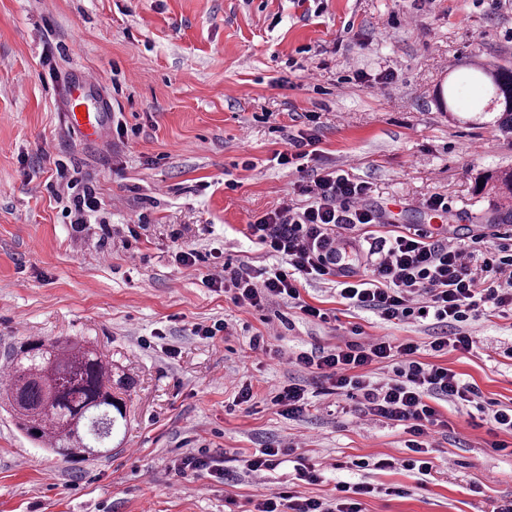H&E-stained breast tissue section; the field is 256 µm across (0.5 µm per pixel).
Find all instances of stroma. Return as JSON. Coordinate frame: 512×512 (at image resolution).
Instances as JSON below:
<instances>
[{
	"label": "stroma",
	"instance_id": "35a3bbf8",
	"mask_svg": "<svg viewBox=\"0 0 512 512\" xmlns=\"http://www.w3.org/2000/svg\"><path fill=\"white\" fill-rule=\"evenodd\" d=\"M76 65L131 135L110 127L89 141L66 122L61 89ZM474 66L512 68V0H0V372L26 338L85 337L131 382L123 443L91 461L61 462L0 410V512H252L295 474L288 460L243 471V456L273 442L297 443L323 468L305 497L365 481L376 491L363 512L512 507V455L492 447L512 448V433L486 422L512 406V311L473 324L471 354H439L430 344L452 328L346 309L331 281L301 290L335 312L328 324L283 303L241 307L202 282L214 262L260 257L248 224L299 202L314 170L272 158L309 112L318 166L369 182L376 235L429 223L425 202L440 194L460 217L434 236L488 246L512 236L499 220L512 204L480 186L512 168V135L466 123L473 87L451 112L437 97ZM58 159L104 202L79 229L57 198ZM183 248L200 262L179 264ZM217 321L224 333L195 335ZM270 326L266 350L252 351ZM359 332L414 341L422 361L480 395L475 406L440 402L430 475L357 468L405 457L406 434L294 363ZM292 383L313 402L298 418L272 402ZM189 454L223 461L232 480L178 470Z\"/></svg>",
	"mask_w": 512,
	"mask_h": 512
}]
</instances>
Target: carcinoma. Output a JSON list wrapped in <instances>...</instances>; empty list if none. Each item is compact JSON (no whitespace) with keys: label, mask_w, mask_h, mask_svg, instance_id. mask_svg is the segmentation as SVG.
Segmentation results:
<instances>
[{"label":"carcinoma","mask_w":512,"mask_h":512,"mask_svg":"<svg viewBox=\"0 0 512 512\" xmlns=\"http://www.w3.org/2000/svg\"><path fill=\"white\" fill-rule=\"evenodd\" d=\"M463 81L477 88L479 117L497 112V122L512 130V69L479 68ZM493 189L512 198V171L495 176ZM7 371L10 379L0 398L18 428L65 461L102 447L93 428L110 439L126 419L112 389L128 391L129 379L114 376L112 361L83 338L27 341L13 350Z\"/></svg>","instance_id":"cac0c4a2"}]
</instances>
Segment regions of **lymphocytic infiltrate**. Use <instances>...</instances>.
<instances>
[{
	"instance_id": "lymphocytic-infiltrate-1",
	"label": "lymphocytic infiltrate",
	"mask_w": 512,
	"mask_h": 512,
	"mask_svg": "<svg viewBox=\"0 0 512 512\" xmlns=\"http://www.w3.org/2000/svg\"><path fill=\"white\" fill-rule=\"evenodd\" d=\"M308 128L289 135V150L276 153L278 165L303 169L305 161L319 158L320 140L307 114ZM58 177L64 178L71 195L66 207L77 223L98 212L102 201L95 187L68 178L63 162H56ZM367 182L349 173L328 171L311 183L298 187L306 204L282 206L264 213L249 224L248 234L273 265L241 263L231 270L214 264L203 282L210 288L231 292L238 306L262 309L285 300L308 319L329 322L327 309L302 300L303 283L323 280L336 273V252L343 233L377 223L378 217L364 206ZM374 257L366 278L339 280L337 295L346 306L377 314L391 323H407L420 315L455 327L453 336L431 342L432 351L463 354L473 348L469 326L488 313L512 308V244L494 245L485 253L433 238L409 227L390 237L376 238L369 248ZM420 347L411 341L393 342L384 336L346 341L336 347L301 352L296 364L312 369L328 380L333 389L361 397L365 414L403 426L409 435L408 457L403 469L421 475L433 469L432 429L440 425L436 401L473 402L478 391L461 380L454 370L422 362ZM389 364L388 382H372L367 369ZM372 492L364 482H340L334 502L299 495L293 487L271 492L254 506L255 512H363L361 499Z\"/></svg>"
}]
</instances>
